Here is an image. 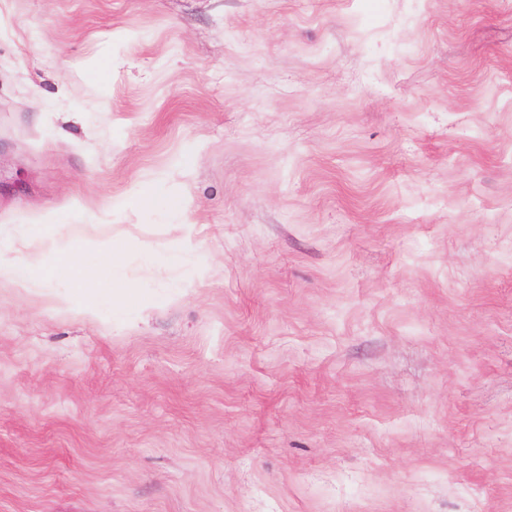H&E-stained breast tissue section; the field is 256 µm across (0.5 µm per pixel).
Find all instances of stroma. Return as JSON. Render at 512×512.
<instances>
[{
  "instance_id": "1",
  "label": "stroma",
  "mask_w": 512,
  "mask_h": 512,
  "mask_svg": "<svg viewBox=\"0 0 512 512\" xmlns=\"http://www.w3.org/2000/svg\"><path fill=\"white\" fill-rule=\"evenodd\" d=\"M29 224L0 512H512V0H0ZM79 239L75 236H60L57 241L58 259L54 265L46 268L41 255L22 253L13 245L6 246L4 252L0 250V283L7 282L13 288L28 290L38 285L44 273L49 279L76 280L83 290L96 289V283L87 279L78 278V272L85 265H95L101 275L112 280V272L119 270L124 261L122 250L113 249L105 259H83L78 262ZM9 253H16L8 256Z\"/></svg>"
}]
</instances>
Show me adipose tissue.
<instances>
[{"label": "adipose tissue", "instance_id": "ef3b65f1", "mask_svg": "<svg viewBox=\"0 0 512 512\" xmlns=\"http://www.w3.org/2000/svg\"><path fill=\"white\" fill-rule=\"evenodd\" d=\"M58 259L52 266H45L43 258L38 254L16 253L7 255L0 251V282H7L12 287L27 290L38 285L42 278L57 280H78L81 289L89 290L93 281L79 279L83 265L78 262L79 240L68 235L59 237L57 241Z\"/></svg>", "mask_w": 512, "mask_h": 512}]
</instances>
